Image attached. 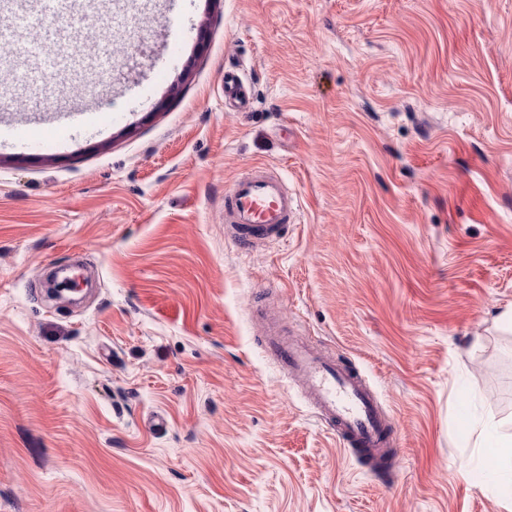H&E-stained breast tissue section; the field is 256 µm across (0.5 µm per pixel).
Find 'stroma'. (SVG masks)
Masks as SVG:
<instances>
[{"mask_svg":"<svg viewBox=\"0 0 512 512\" xmlns=\"http://www.w3.org/2000/svg\"><path fill=\"white\" fill-rule=\"evenodd\" d=\"M24 30L0 118L99 110L0 147V512H511L468 423L512 418V0H48ZM256 165L299 213L248 245L224 195ZM75 264L72 305L44 282ZM272 312L378 393L388 475L267 352ZM224 99L240 112H246L250 107V98L243 91L242 81L233 73L224 74Z\"/></svg>","mask_w":512,"mask_h":512,"instance_id":"1","label":"stroma"}]
</instances>
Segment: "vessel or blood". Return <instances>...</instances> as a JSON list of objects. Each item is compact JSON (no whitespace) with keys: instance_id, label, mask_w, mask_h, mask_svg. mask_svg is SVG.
I'll use <instances>...</instances> for the list:
<instances>
[{"instance_id":"b4317fda","label":"vessel or blood","mask_w":512,"mask_h":512,"mask_svg":"<svg viewBox=\"0 0 512 512\" xmlns=\"http://www.w3.org/2000/svg\"><path fill=\"white\" fill-rule=\"evenodd\" d=\"M224 98L239 111H247L250 98L239 76H224ZM94 104L72 101L69 113L42 106L21 117L0 123L7 132L25 138L36 126L68 128L69 117L91 119ZM297 213V200L282 176L257 170L238 177L224 197V221L233 225L239 240L279 238ZM268 351L305 387L321 421L332 425L343 445L365 458L391 457L392 432L379 405L359 371L336 364L303 342L274 332L266 341Z\"/></svg>"}]
</instances>
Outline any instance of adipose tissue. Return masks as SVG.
<instances>
[{
	"label": "adipose tissue",
	"mask_w": 512,
	"mask_h": 512,
	"mask_svg": "<svg viewBox=\"0 0 512 512\" xmlns=\"http://www.w3.org/2000/svg\"><path fill=\"white\" fill-rule=\"evenodd\" d=\"M469 435L479 451H491L492 458L485 467V486L491 488L512 485V434L504 435L493 417L474 419Z\"/></svg>",
	"instance_id": "adipose-tissue-1"
}]
</instances>
